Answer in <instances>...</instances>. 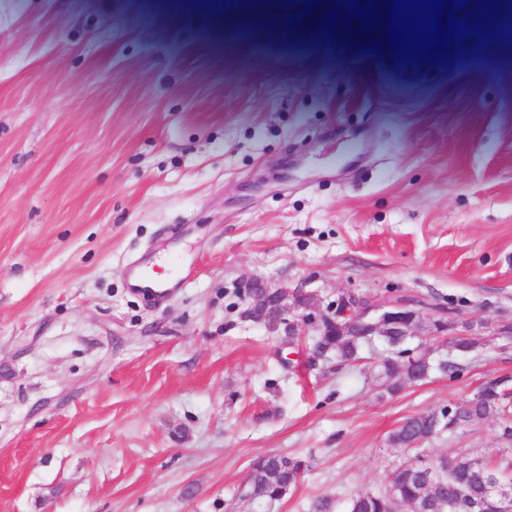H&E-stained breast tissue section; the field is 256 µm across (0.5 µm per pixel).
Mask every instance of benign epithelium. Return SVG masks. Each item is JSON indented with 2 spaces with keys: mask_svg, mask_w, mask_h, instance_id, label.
Segmentation results:
<instances>
[{
  "mask_svg": "<svg viewBox=\"0 0 512 512\" xmlns=\"http://www.w3.org/2000/svg\"><path fill=\"white\" fill-rule=\"evenodd\" d=\"M245 299L250 304V318L265 327L274 336L311 335L327 322L326 313H336L332 308L326 312L313 302V296L300 291L293 294L277 287L270 281L252 279L244 286ZM278 300L275 318L265 315L270 299ZM370 317L371 326L379 336H416L420 314L403 307L376 305L362 311V317Z\"/></svg>",
  "mask_w": 512,
  "mask_h": 512,
  "instance_id": "1",
  "label": "benign epithelium"
}]
</instances>
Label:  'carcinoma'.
<instances>
[{
  "label": "carcinoma",
  "instance_id": "cac0c4a2",
  "mask_svg": "<svg viewBox=\"0 0 512 512\" xmlns=\"http://www.w3.org/2000/svg\"><path fill=\"white\" fill-rule=\"evenodd\" d=\"M327 336L309 337V346L320 342L329 349L325 359L338 365L364 360V353L379 346L383 354L376 371L387 380L385 392L396 394L405 384L421 385L433 375L453 377L461 370L458 359L469 354L476 342L458 337L452 352L439 355L416 343L415 336H372L359 324H336ZM500 420V438L512 442V377L490 379L479 394L461 402L415 413L403 419L389 437L395 448L415 450L458 428H472L487 418ZM306 461L278 454L258 457L250 467L242 496L249 500L278 501L297 486ZM512 500V461H478L469 454L417 452L398 462L383 488L362 491L349 498L345 512H397L406 505L411 512H504Z\"/></svg>",
  "mask_w": 512,
  "mask_h": 512
}]
</instances>
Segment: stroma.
<instances>
[{
    "label": "stroma",
    "instance_id": "stroma-1",
    "mask_svg": "<svg viewBox=\"0 0 512 512\" xmlns=\"http://www.w3.org/2000/svg\"><path fill=\"white\" fill-rule=\"evenodd\" d=\"M288 0H0V512H310L381 488L407 416L512 375L391 397L243 316L263 278L512 322V46L386 62L291 29ZM193 264L166 297L129 272ZM496 420L430 443L478 457ZM272 453L309 469L240 501Z\"/></svg>",
    "mask_w": 512,
    "mask_h": 512
}]
</instances>
